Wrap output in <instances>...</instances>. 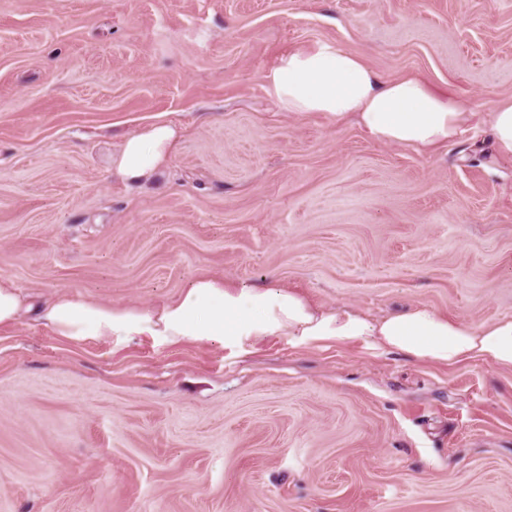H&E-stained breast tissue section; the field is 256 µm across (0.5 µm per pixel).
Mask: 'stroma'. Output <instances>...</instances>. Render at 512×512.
Masks as SVG:
<instances>
[{"mask_svg":"<svg viewBox=\"0 0 512 512\" xmlns=\"http://www.w3.org/2000/svg\"><path fill=\"white\" fill-rule=\"evenodd\" d=\"M334 41L477 112L512 100V0H0V274L151 308L199 274L377 317L512 316V161L281 111ZM179 138L145 188L121 139ZM0 512H512V370L365 342L71 344L0 329Z\"/></svg>","mask_w":512,"mask_h":512,"instance_id":"obj_1","label":"stroma"}]
</instances>
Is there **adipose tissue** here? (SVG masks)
<instances>
[{
  "label": "adipose tissue",
  "instance_id": "1",
  "mask_svg": "<svg viewBox=\"0 0 512 512\" xmlns=\"http://www.w3.org/2000/svg\"><path fill=\"white\" fill-rule=\"evenodd\" d=\"M262 87L283 111L351 120L376 141L424 152L447 145L475 118L448 92L415 75L382 78L333 41L286 49L265 70ZM177 138L168 123L128 135L112 161L113 176L138 186L163 177ZM28 315L75 344L152 336L168 343L219 342L241 351L269 336L296 344L361 340L442 366L481 361L512 370V317L474 324L418 305L371 319L348 307L316 308L279 286H246L209 274L196 276L177 298L151 309L72 292L39 301L1 274L0 328Z\"/></svg>",
  "mask_w": 512,
  "mask_h": 512
}]
</instances>
